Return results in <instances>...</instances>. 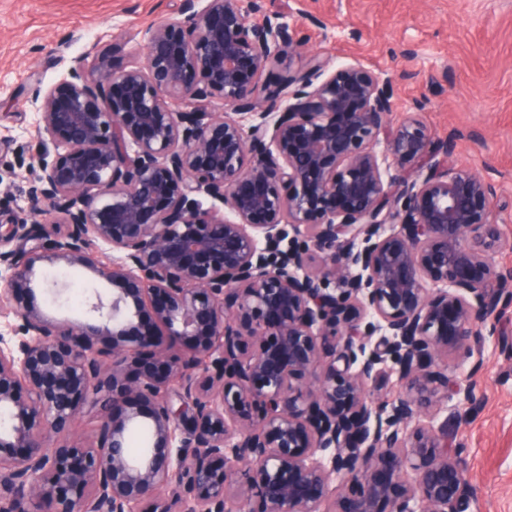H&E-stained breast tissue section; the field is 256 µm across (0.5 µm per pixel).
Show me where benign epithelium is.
I'll use <instances>...</instances> for the list:
<instances>
[{
  "label": "benign epithelium",
  "instance_id": "benign-epithelium-1",
  "mask_svg": "<svg viewBox=\"0 0 512 512\" xmlns=\"http://www.w3.org/2000/svg\"><path fill=\"white\" fill-rule=\"evenodd\" d=\"M181 15L144 64L33 99L54 153L0 219V512H467L433 409H477L446 360L512 307L491 186L448 167L457 136L390 125L384 72L315 53L261 80L305 42L264 0ZM69 268L108 287L51 316Z\"/></svg>",
  "mask_w": 512,
  "mask_h": 512
}]
</instances>
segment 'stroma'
Returning a JSON list of instances; mask_svg holds the SVG:
<instances>
[{"label":"stroma","mask_w":512,"mask_h":512,"mask_svg":"<svg viewBox=\"0 0 512 512\" xmlns=\"http://www.w3.org/2000/svg\"><path fill=\"white\" fill-rule=\"evenodd\" d=\"M181 0H0V210L28 209L29 164L45 148L32 103L98 56L144 62L141 33L180 18ZM268 13L300 27L303 50L266 72L300 70L312 53L357 61L395 79L399 123L413 104L433 139L460 135L450 167L494 188L502 245L493 262L512 269V0H266ZM318 16L324 29L311 26ZM512 309L472 352L449 361L471 376L478 412L458 421L448 408L434 424L457 448L473 491L468 512H512Z\"/></svg>","instance_id":"stroma-1"}]
</instances>
